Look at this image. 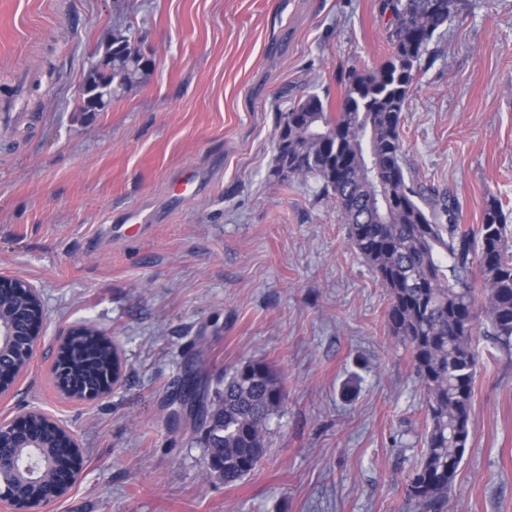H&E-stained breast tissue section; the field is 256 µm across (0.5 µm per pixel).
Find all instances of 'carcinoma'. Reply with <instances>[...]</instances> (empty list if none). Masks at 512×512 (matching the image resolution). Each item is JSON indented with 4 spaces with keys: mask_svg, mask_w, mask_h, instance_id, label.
Returning <instances> with one entry per match:
<instances>
[{
    "mask_svg": "<svg viewBox=\"0 0 512 512\" xmlns=\"http://www.w3.org/2000/svg\"><path fill=\"white\" fill-rule=\"evenodd\" d=\"M392 15V52L379 68L344 77L336 113L328 99L310 93L281 114L274 175L303 184L313 180L334 199L348 235L377 273L390 304L387 324L410 351L423 387L428 425L419 461L405 485L416 512H449L450 494L471 431L474 379L479 355L474 337L480 321L473 270L484 292L488 337L512 353V245L502 203L487 202L477 230L458 224L455 198L414 181L400 137L401 115L421 58L435 33L451 19L454 0H383ZM129 31H117L104 59L87 73L89 92L102 86L118 99L144 82L150 68ZM448 255L444 266L439 254ZM7 315L31 314L21 297L4 300ZM69 378L82 385L106 379L114 359L87 332L64 349ZM198 407L188 419L202 432L208 472L231 485L256 468L265 453L271 413L285 401L283 379L263 362H247L197 391ZM49 451L51 473L71 467L60 441L46 437L40 448L0 450L3 471ZM15 495L43 497L45 483L16 480Z\"/></svg>",
    "mask_w": 512,
    "mask_h": 512,
    "instance_id": "1",
    "label": "carcinoma"
}]
</instances>
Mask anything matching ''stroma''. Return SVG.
<instances>
[{"label": "stroma", "instance_id": "1", "mask_svg": "<svg viewBox=\"0 0 512 512\" xmlns=\"http://www.w3.org/2000/svg\"><path fill=\"white\" fill-rule=\"evenodd\" d=\"M381 0H0V101L35 74L31 122L0 141V275L46 310L0 419L35 407L81 448L79 482L41 512H416L405 482L428 423L389 297L316 183L280 181L277 123L315 92L338 105L348 68L391 51ZM157 66L106 111L78 90L113 32ZM414 177L454 196L462 228L490 198L512 231V0H459L402 113ZM192 197L176 195L183 173ZM90 326L121 378L61 395L58 338ZM471 434L450 512H512V358L475 339ZM248 361L283 377L260 465L207 475L173 420L185 370L215 386Z\"/></svg>", "mask_w": 512, "mask_h": 512}]
</instances>
